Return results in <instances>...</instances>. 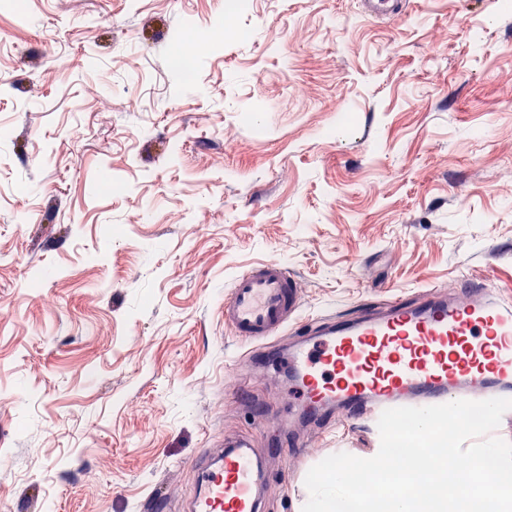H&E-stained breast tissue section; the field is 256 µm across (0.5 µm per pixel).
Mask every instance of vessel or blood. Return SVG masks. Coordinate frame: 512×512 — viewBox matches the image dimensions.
I'll use <instances>...</instances> for the list:
<instances>
[{"label": "vessel or blood", "mask_w": 512, "mask_h": 512, "mask_svg": "<svg viewBox=\"0 0 512 512\" xmlns=\"http://www.w3.org/2000/svg\"><path fill=\"white\" fill-rule=\"evenodd\" d=\"M406 0H362L365 16L398 15ZM301 284L278 260L241 270L224 298L234 336L265 343L295 326L284 352L300 405L289 418L377 424L389 408L512 397V294L491 281L430 285L411 298L366 304L354 316L299 322ZM184 512H262L264 464L227 436L193 466Z\"/></svg>", "instance_id": "vessel-or-blood-1"}]
</instances>
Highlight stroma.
<instances>
[{
	"label": "stroma",
	"instance_id": "stroma-1",
	"mask_svg": "<svg viewBox=\"0 0 512 512\" xmlns=\"http://www.w3.org/2000/svg\"><path fill=\"white\" fill-rule=\"evenodd\" d=\"M227 2L0 7V512H181L226 434L302 512L375 456L360 423L290 447L286 375L224 326L245 267L288 264L303 321L512 289V0H254L233 37ZM364 16L376 17L380 14L400 15L406 6L405 0H363Z\"/></svg>",
	"mask_w": 512,
	"mask_h": 512
}]
</instances>
